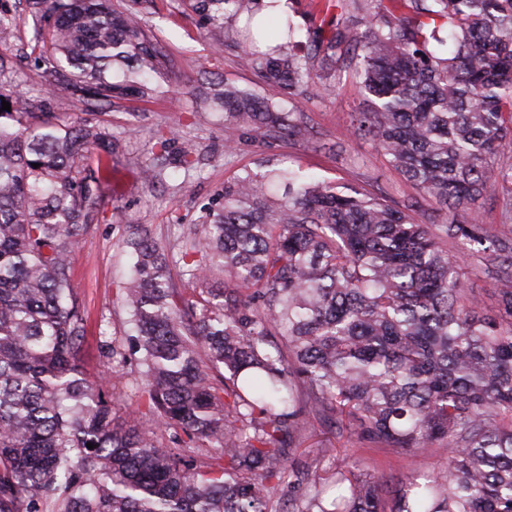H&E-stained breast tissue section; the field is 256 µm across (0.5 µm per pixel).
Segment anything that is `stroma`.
<instances>
[{"label":"stroma","mask_w":512,"mask_h":512,"mask_svg":"<svg viewBox=\"0 0 512 512\" xmlns=\"http://www.w3.org/2000/svg\"><path fill=\"white\" fill-rule=\"evenodd\" d=\"M162 46L174 59L194 61V69L174 67L171 74L173 92L148 103L137 102L132 112H98L94 119L118 135L121 147L112 158L104 178L110 195L85 236L74 262L72 282L88 316V327L79 350V365L86 376H96L103 368V345L124 337L130 330L129 316L119 301L128 259L117 248L124 224H144L162 239L177 232L171 222L179 215L183 223L195 224L204 207L220 201L224 182L242 168L254 167L259 158L274 157L300 166L307 174L337 185H355L371 193L386 192L399 204H406L413 192L405 187L398 174L366 137H351L350 115L359 111L362 98L355 80L342 74L333 98L314 99L304 107L310 130L304 143L282 141L262 145L250 138L235 139L224 125L221 114L205 110L197 96L201 74L211 71L251 87L260 94H273L256 74L240 70L234 50L214 53L196 16L183 10L180 0H157L149 20ZM175 130L168 146V156L153 159L151 147L157 132ZM198 148L192 169L172 168L184 140ZM234 142L233 154H226L227 142ZM154 160L161 176L146 185L140 174L145 160ZM363 468L384 477H398L414 471L441 466L442 456H390L379 448L359 452Z\"/></svg>","instance_id":"stroma-1"}]
</instances>
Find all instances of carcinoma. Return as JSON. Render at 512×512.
Returning <instances> with one entry per match:
<instances>
[{
    "label": "carcinoma",
    "instance_id": "carcinoma-1",
    "mask_svg": "<svg viewBox=\"0 0 512 512\" xmlns=\"http://www.w3.org/2000/svg\"><path fill=\"white\" fill-rule=\"evenodd\" d=\"M181 2L221 47L225 20L258 9ZM154 6L0 12V47L29 24L45 66L32 97L0 52V512H512V194L499 228L478 219L512 185L499 163L512 151V0H310L320 23L304 38L288 22L269 53L238 46L239 65L295 105L212 79L203 105L224 123L302 141V103L336 91L341 63L368 102L352 134L465 218L428 224L289 167L245 169L200 223L176 218L171 241L126 225L138 369L114 338L112 381H93L76 364L73 260L119 141L47 101L113 112L166 93L174 61L149 27ZM475 257L497 268L490 310L463 288ZM127 390L138 408L120 421ZM313 419L393 456L441 450L445 464L387 480L306 444Z\"/></svg>",
    "mask_w": 512,
    "mask_h": 512
}]
</instances>
